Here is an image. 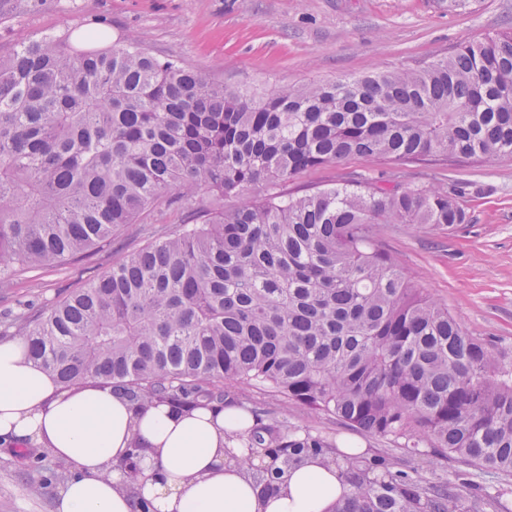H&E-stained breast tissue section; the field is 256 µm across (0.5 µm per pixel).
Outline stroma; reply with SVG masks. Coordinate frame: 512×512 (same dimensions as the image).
I'll list each match as a JSON object with an SVG mask.
<instances>
[{
    "label": "stroma",
    "instance_id": "35a3bbf8",
    "mask_svg": "<svg viewBox=\"0 0 512 512\" xmlns=\"http://www.w3.org/2000/svg\"><path fill=\"white\" fill-rule=\"evenodd\" d=\"M103 31L110 40L138 37L157 57L233 89L263 94L373 71L415 67L455 46L512 30V0H41L0 26V55L43 34L73 38ZM374 180L391 186L440 184L458 194L469 221L452 230L381 224L377 241L412 279L473 335L492 336L512 361V161L482 165L371 163L353 157L306 170L280 185L300 195ZM185 220L180 205H160L100 242L86 258L26 272L0 288V320L27 306L42 307L109 269L125 252L164 236ZM229 401L274 415L281 429L298 428L331 440L353 434L336 419L273 397L258 384H229ZM368 458L397 459L425 483L464 479L512 512V477L486 473L429 448L401 455L386 439L357 436ZM28 445L0 446V512H56V486L22 460Z\"/></svg>",
    "mask_w": 512,
    "mask_h": 512
}]
</instances>
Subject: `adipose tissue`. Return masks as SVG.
Masks as SVG:
<instances>
[{
	"mask_svg": "<svg viewBox=\"0 0 512 512\" xmlns=\"http://www.w3.org/2000/svg\"><path fill=\"white\" fill-rule=\"evenodd\" d=\"M254 416L234 405L177 412L134 406L96 382L66 388L27 354L0 342V442L48 449L74 470L56 512H134L121 463L139 448L137 491L153 512H334L349 486L336 466L307 457L275 494L241 463Z\"/></svg>",
	"mask_w": 512,
	"mask_h": 512,
	"instance_id": "adipose-tissue-1",
	"label": "adipose tissue"
}]
</instances>
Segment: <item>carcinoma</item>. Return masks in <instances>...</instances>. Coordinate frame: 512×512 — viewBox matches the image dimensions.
Listing matches in <instances>:
<instances>
[{
	"instance_id": "1",
	"label": "carcinoma",
	"mask_w": 512,
	"mask_h": 512,
	"mask_svg": "<svg viewBox=\"0 0 512 512\" xmlns=\"http://www.w3.org/2000/svg\"><path fill=\"white\" fill-rule=\"evenodd\" d=\"M40 0H0V24ZM350 157L393 163L512 159V31L416 68L230 90L135 39L75 50L45 34L0 58V288L92 251L144 211L191 224L125 255L86 287L0 327L65 387L111 386L135 408L224 403V380L416 454L425 443L512 475V364L427 296L376 224L452 229L465 208L436 185L370 180L249 196ZM239 205L213 211L208 199ZM242 464L272 492L307 456L350 485L334 512H470L455 482L393 462L340 463L336 443L257 421ZM272 460L254 467L253 459Z\"/></svg>"
}]
</instances>
